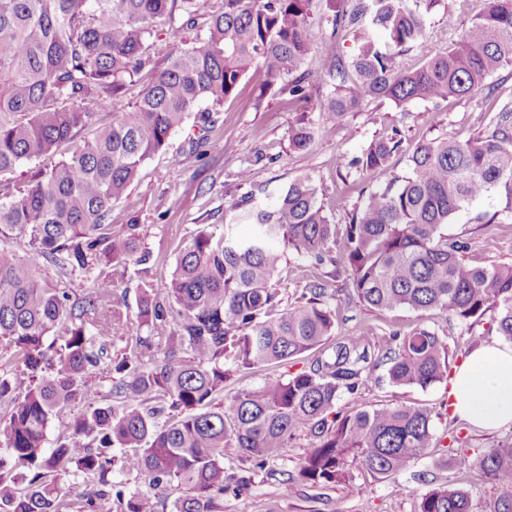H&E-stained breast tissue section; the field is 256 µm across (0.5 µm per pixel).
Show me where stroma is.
<instances>
[{"instance_id": "stroma-1", "label": "stroma", "mask_w": 512, "mask_h": 512, "mask_svg": "<svg viewBox=\"0 0 512 512\" xmlns=\"http://www.w3.org/2000/svg\"><path fill=\"white\" fill-rule=\"evenodd\" d=\"M460 0H440L430 15V33L426 48H412L396 59L403 68H418L426 53L444 51L464 35L472 13L486 5V0H469L468 9H460ZM332 13L326 0H314L311 24L317 32L308 58L310 68H319L335 56L351 58L357 49L353 36L335 37ZM262 72H250L235 96L222 104L200 102L199 110L215 113L213 138L233 143V150H214L203 159L189 153L198 129L194 119H187L173 132L167 146L146 160L138 178L123 197L113 203L111 220L126 223L130 214H138L141 250L159 257L149 273L129 266L117 285L125 303L119 311L123 335H136L137 299L144 290L164 289L170 284L179 249L202 224L224 225V207L240 194L236 174L251 170L255 201L270 205L288 184L311 177L320 188L319 198L331 223L347 224V214L359 204L361 195L379 187V180L367 173L346 175L336 166L338 154L357 153L373 140L399 128L408 143L421 139L448 137L468 139L490 133L494 125L493 100L485 92L440 104L414 101L396 107L389 101L366 104L349 113L341 122L326 117L327 89L315 93L308 115L317 128L315 141L307 152H296L288 145V129L299 114L289 108L282 96L261 92ZM262 106H255V99ZM500 207L495 195L475 201L467 211L454 216L445 227L448 235L468 244L464 259L477 266L512 264V221L488 227L474 223L479 212ZM316 269L307 267L293 252H285L277 279L284 305H292L304 288L317 277ZM435 331L450 350L449 368L457 370L471 352V335L496 337L493 314H486L475 326L456 321L438 310L417 312L408 309L379 311L359 302L336 306V333L361 339L369 345L383 343L392 331H409L416 326ZM367 404L382 407L414 404L426 407L432 416L433 446L421 459L392 479H377L360 473L352 485H287L302 454L300 447L288 448L279 460L255 471L253 482L243 494L225 495L220 512H418L420 495L428 487L448 485L468 492L475 512H489L499 490L479 471H462L443 464L446 446L457 444L462 453L478 456L489 449L512 444V426L483 431L454 416L448 409V386L437 383L427 388L396 387L390 384L385 367H378L366 385L360 386Z\"/></svg>"}]
</instances>
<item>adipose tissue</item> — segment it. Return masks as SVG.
<instances>
[{
  "mask_svg": "<svg viewBox=\"0 0 512 512\" xmlns=\"http://www.w3.org/2000/svg\"><path fill=\"white\" fill-rule=\"evenodd\" d=\"M449 395L454 415L479 429L512 424V346L491 342L475 348L457 369Z\"/></svg>",
  "mask_w": 512,
  "mask_h": 512,
  "instance_id": "1",
  "label": "adipose tissue"
}]
</instances>
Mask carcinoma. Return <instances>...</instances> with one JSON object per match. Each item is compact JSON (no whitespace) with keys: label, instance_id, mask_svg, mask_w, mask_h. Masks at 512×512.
<instances>
[{"label":"carcinoma","instance_id":"obj_1","mask_svg":"<svg viewBox=\"0 0 512 512\" xmlns=\"http://www.w3.org/2000/svg\"><path fill=\"white\" fill-rule=\"evenodd\" d=\"M438 2L329 0L333 34L353 30L357 52L318 72L305 67L315 41L312 0H219L203 36L165 43L162 68L127 112L123 93L157 45V19L193 27L203 0H0V176L83 135L24 189L0 195V243L28 246L23 256L0 246V512H73L74 502L53 486L71 469L89 486L79 512H159L168 503L170 512H219L224 493L251 482L226 481L227 448L261 469L303 438L289 480L337 485L351 484L357 470L394 478L426 454L433 439L426 408H376L356 395L381 364L398 387L446 379L449 351L436 332L396 330L376 355L335 335L334 295L322 278L283 307L276 276L288 248L314 269L330 263L347 272L352 301L381 311L438 309L471 326L494 311L497 335L512 343V264L473 266L462 258L467 243L443 231L489 194L502 208L477 214L476 223L512 217L511 100L495 109L485 137L417 142L402 176L388 167L404 142L397 128L339 158L347 173L382 181L342 231L308 176L270 207L243 193L224 210V232L202 224L181 247L168 288L143 292L140 332L113 357L105 310L119 316L118 269L148 261L138 254L139 216L111 224L112 204L200 101L223 103L251 70L305 112L326 75L328 110L339 121L366 102L403 107L467 96L512 67V0H488L461 38L420 67L397 65L404 48L428 40ZM109 107L112 123L95 126L96 111ZM196 120L204 135L191 154L200 159L218 145L209 137L217 119L207 111ZM313 139L305 119L288 130L295 151ZM240 224L251 233L238 235ZM46 264L57 278L42 276ZM82 275L92 283L79 295L70 284ZM327 344L331 353L307 370L224 394L237 371L286 364ZM106 359L112 403L101 406ZM344 394L351 406L338 411ZM78 404L64 440L46 451L49 424ZM453 463L479 467L500 489L493 512H512V445L476 458L458 454ZM17 466L31 475L23 488L4 478ZM117 466L136 472L144 488L112 481ZM419 512H472V503L461 488L432 487Z\"/></svg>","mask_w":512,"mask_h":512}]
</instances>
